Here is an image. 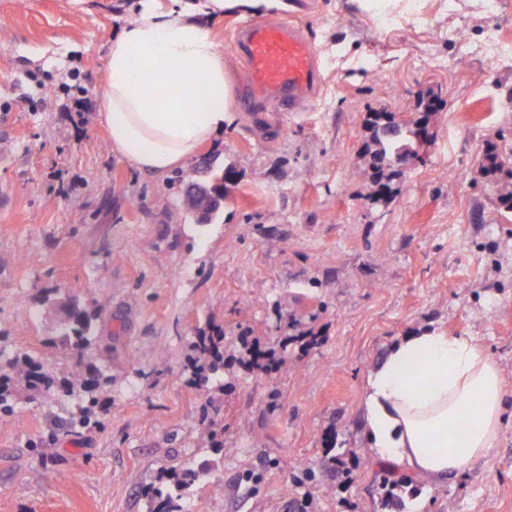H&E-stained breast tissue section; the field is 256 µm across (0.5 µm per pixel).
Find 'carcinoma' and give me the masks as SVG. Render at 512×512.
<instances>
[{"label": "carcinoma", "instance_id": "cac0c4a2", "mask_svg": "<svg viewBox=\"0 0 512 512\" xmlns=\"http://www.w3.org/2000/svg\"><path fill=\"white\" fill-rule=\"evenodd\" d=\"M366 127L370 136L364 150V174L380 185L373 201L385 202L392 195V185L402 178V173L395 169L394 162L418 156L417 147L420 146L421 134L419 122L414 118L401 121L391 112H376L367 116ZM480 168L488 177H496L505 172L512 175V158L502 155L495 145L489 144L481 156ZM58 339L77 350L75 358L57 367V371L63 374L68 384L80 386L85 393L78 405V411L64 420L68 426L67 432L77 434L82 429L99 424V399L96 391L103 371L85 359V352L94 339L92 317L82 311H70ZM223 341L222 333L197 336L192 341L193 350L199 358L208 361V368L213 372L224 367V353L221 351ZM14 366L18 375L32 387L50 381V377L42 372L43 364L36 362L31 355L14 361ZM14 398L15 392L0 383V416L16 415ZM215 466L216 463L209 459L195 462L186 468L182 478L173 485L165 489L154 486L148 488L146 495L154 503V508L149 512H171L172 499L184 496L189 486L199 481L200 476L212 475Z\"/></svg>", "mask_w": 512, "mask_h": 512}]
</instances>
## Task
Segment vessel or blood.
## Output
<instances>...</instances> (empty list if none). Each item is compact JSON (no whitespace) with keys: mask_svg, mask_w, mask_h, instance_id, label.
Segmentation results:
<instances>
[{"mask_svg":"<svg viewBox=\"0 0 512 512\" xmlns=\"http://www.w3.org/2000/svg\"><path fill=\"white\" fill-rule=\"evenodd\" d=\"M235 47L250 72L243 106L264 103L295 110L318 80L311 45L282 24H249L240 29Z\"/></svg>","mask_w":512,"mask_h":512,"instance_id":"b4317fda","label":"vessel or blood"}]
</instances>
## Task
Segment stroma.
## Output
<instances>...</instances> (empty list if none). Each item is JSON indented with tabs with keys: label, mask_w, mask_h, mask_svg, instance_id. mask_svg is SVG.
Returning <instances> with one entry per match:
<instances>
[{
	"label": "stroma",
	"mask_w": 512,
	"mask_h": 512,
	"mask_svg": "<svg viewBox=\"0 0 512 512\" xmlns=\"http://www.w3.org/2000/svg\"><path fill=\"white\" fill-rule=\"evenodd\" d=\"M318 83L296 112L238 111L202 154L230 175L209 221L183 204L194 163L157 179L116 156L98 112L108 45L140 0H0V375L27 352L71 360L67 312L94 314L109 367L99 425L67 434L80 387L18 388L0 418V512H148L146 490L191 459L216 463L175 512H512V395L498 447L471 473L394 493L364 446L360 398L391 341L440 327L476 337L512 387V176L483 175L487 143L512 150V68L482 57L436 70L490 30L512 41V0H287ZM211 23L234 94L247 64L238 30ZM493 83L495 96L474 90ZM91 110L77 119L73 102ZM432 103L431 139L385 203L360 173L368 113L407 120ZM54 299L46 307L44 299ZM223 330L221 378L196 370L191 341ZM223 425L213 447L204 419ZM263 445H252L254 435ZM46 440L38 454L32 442ZM342 460L341 470L328 466ZM310 461L314 482L291 463ZM261 474L251 483L247 474Z\"/></svg>",
	"instance_id": "obj_1"
}]
</instances>
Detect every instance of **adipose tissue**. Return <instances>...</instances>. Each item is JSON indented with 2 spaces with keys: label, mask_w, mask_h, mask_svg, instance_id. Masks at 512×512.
<instances>
[{
  "label": "adipose tissue",
  "mask_w": 512,
  "mask_h": 512,
  "mask_svg": "<svg viewBox=\"0 0 512 512\" xmlns=\"http://www.w3.org/2000/svg\"><path fill=\"white\" fill-rule=\"evenodd\" d=\"M285 0H142L108 46L99 120L112 151L161 178L232 126L237 114L208 21L286 9ZM507 396L473 338L429 327L396 339L361 401L371 454L441 486L491 457Z\"/></svg>",
  "instance_id": "adipose-tissue-1"
}]
</instances>
